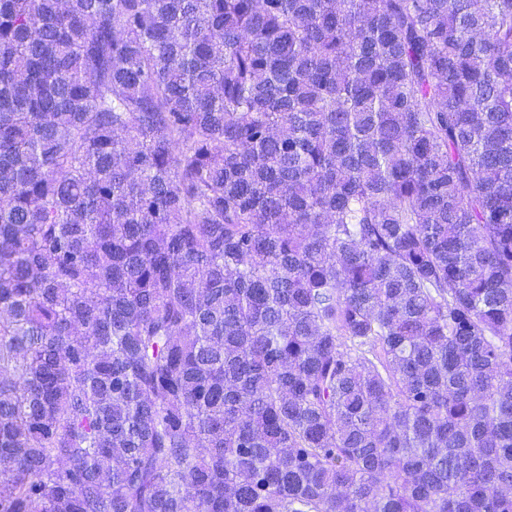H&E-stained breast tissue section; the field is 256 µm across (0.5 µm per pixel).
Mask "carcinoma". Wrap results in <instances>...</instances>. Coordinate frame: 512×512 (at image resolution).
<instances>
[{
	"instance_id": "cac0c4a2",
	"label": "carcinoma",
	"mask_w": 512,
	"mask_h": 512,
	"mask_svg": "<svg viewBox=\"0 0 512 512\" xmlns=\"http://www.w3.org/2000/svg\"><path fill=\"white\" fill-rule=\"evenodd\" d=\"M0 512H512V0H0Z\"/></svg>"
}]
</instances>
